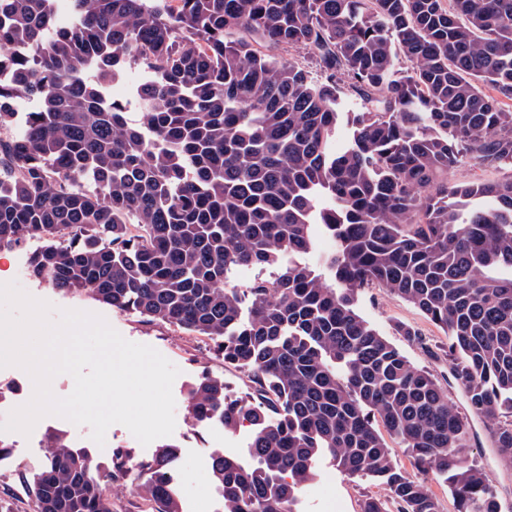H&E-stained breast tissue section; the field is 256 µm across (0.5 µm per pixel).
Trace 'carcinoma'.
Masks as SVG:
<instances>
[{"instance_id": "cac0c4a2", "label": "carcinoma", "mask_w": 512, "mask_h": 512, "mask_svg": "<svg viewBox=\"0 0 512 512\" xmlns=\"http://www.w3.org/2000/svg\"><path fill=\"white\" fill-rule=\"evenodd\" d=\"M0 0V247L38 240L30 274L206 337L251 374L233 399L203 374L197 426L252 427L256 465L215 453L224 512H298L314 462L386 485L396 512H440L390 456L378 421L442 476L457 512H500L459 457L469 424L431 375L354 308L390 289L448 335L453 377L512 467V178L457 183L466 161L512 162V0ZM308 48L314 66L270 48ZM143 122L106 87L126 69ZM349 141L332 147L336 128ZM336 240L295 260L312 225ZM272 266L245 290L238 267ZM248 298V310L242 309ZM341 371H336V368ZM28 508L112 512L131 479L181 512L175 446L106 466L46 436ZM314 236V250L309 254L298 257L297 259L301 262L309 264L310 266L318 267L319 258L332 252L335 249V243L331 238L324 234L320 226H315Z\"/></svg>"}]
</instances>
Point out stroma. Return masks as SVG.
I'll return each instance as SVG.
<instances>
[{"label":"stroma","instance_id":"obj_1","mask_svg":"<svg viewBox=\"0 0 512 512\" xmlns=\"http://www.w3.org/2000/svg\"><path fill=\"white\" fill-rule=\"evenodd\" d=\"M36 242L19 247L0 248V281L17 283L30 296L52 304L51 319H58L60 310L77 309L101 315L126 340L147 344L158 350L180 373L173 384L175 399V431L166 439L178 450L173 478L180 489L182 500L199 501L216 497L218 487L213 480L209 459L215 452L249 463V426L234 431L224 430L219 423L205 427L192 424L186 410L190 386L208 373L224 380L227 394L234 398L246 396L251 381L248 373L225 365L223 358L203 337L169 325L151 322L137 315L123 312L94 298L72 296L59 292L47 283L34 279L28 273L29 257ZM356 311L367 323L392 343L414 365L433 374L438 385L448 394L449 403L463 416H469L471 438L462 451L466 462L478 463L485 471L500 502L501 512H512V469L499 462L490 442L484 421L470 417L465 396L452 374V362L445 354L448 338L441 328L429 321L417 308L388 288L372 286L362 289L356 300ZM406 325L425 336L426 345L402 336L399 325ZM33 382L21 368H0V422L9 412L26 404L31 396ZM65 432L73 447L89 451L99 464H108L115 447L124 446L140 459L151 458L155 445H142L123 425L108 428L104 445L90 438L91 429L83 425L69 427L60 417L41 418L30 435L18 432L0 434V439L12 443L13 453L0 460V497L24 506L29 482L43 467L47 448L45 436L49 430ZM392 458L410 475L422 482L440 502L441 512H456V504L447 482L431 470L415 467L405 448L395 439H387ZM370 495L388 498L389 492L381 481L361 476L342 474L328 460H319L316 475L304 487L299 512H360L363 500Z\"/></svg>","mask_w":512,"mask_h":512}]
</instances>
